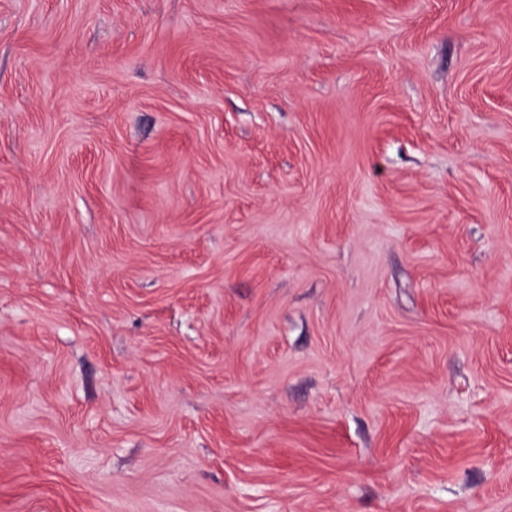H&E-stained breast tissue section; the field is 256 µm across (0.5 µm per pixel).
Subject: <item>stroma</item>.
<instances>
[{
	"instance_id": "stroma-1",
	"label": "stroma",
	"mask_w": 512,
	"mask_h": 512,
	"mask_svg": "<svg viewBox=\"0 0 512 512\" xmlns=\"http://www.w3.org/2000/svg\"><path fill=\"white\" fill-rule=\"evenodd\" d=\"M0 512H512V0H0Z\"/></svg>"
}]
</instances>
